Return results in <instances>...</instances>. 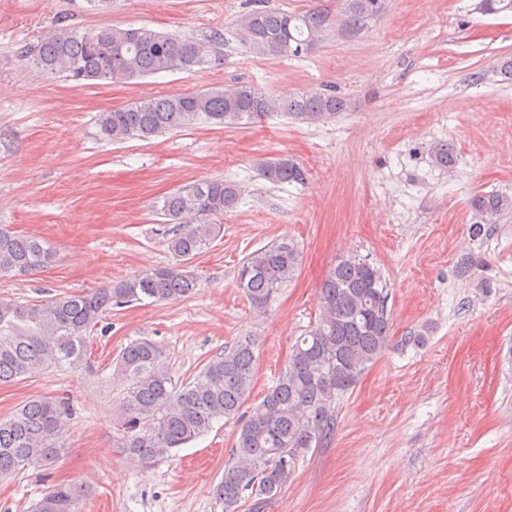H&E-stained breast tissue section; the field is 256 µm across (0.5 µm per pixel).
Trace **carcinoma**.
<instances>
[{"label": "carcinoma", "instance_id": "1", "mask_svg": "<svg viewBox=\"0 0 512 512\" xmlns=\"http://www.w3.org/2000/svg\"><path fill=\"white\" fill-rule=\"evenodd\" d=\"M336 14L322 8L302 12L271 9L250 0L238 20L237 41L257 57L297 56L313 49L334 28L348 35L367 29L386 0H337ZM485 15L512 12V0H478ZM224 34L203 38L124 29L104 24L90 37L58 26L24 49L26 65L39 74L67 81L121 83L160 72L202 74L224 65ZM349 101L334 93L307 92L281 98L248 83L163 97H146L98 117L103 139L148 141L201 120L225 128L249 125L273 112L306 123L344 112ZM435 162L450 167L453 147L432 148ZM268 182L300 184L306 172L281 159L260 160ZM240 189L228 180L186 185L158 200L155 213L176 225L167 249L175 263L134 275L107 288L69 294L39 304L0 300V385L19 382L49 366L88 363V339L112 306L149 300L167 302L191 296L198 280L190 260L215 240V223L238 201ZM471 209L485 223L512 210V197L476 195ZM54 254L41 238L18 234L0 224V279L32 274L47 267ZM298 250L286 238L247 255L236 287L253 308L267 307L276 290L291 279ZM387 284L381 271L356 254L339 258L319 291L318 316L295 343L288 365L261 402L252 407L231 448L224 477L214 488L224 512H238L245 492L272 497L293 476L297 462L326 445L336 427V404L353 390L386 347L390 320ZM255 339L238 338L212 356L190 378L172 379L165 350L150 340L122 349L112 378L119 386L123 420L122 448L140 465H151L207 434L215 422L231 420L247 401L257 370ZM69 406L33 399L0 418V478L29 467L51 469L60 459ZM85 491L73 484L53 486L32 512H81Z\"/></svg>", "mask_w": 512, "mask_h": 512}]
</instances>
